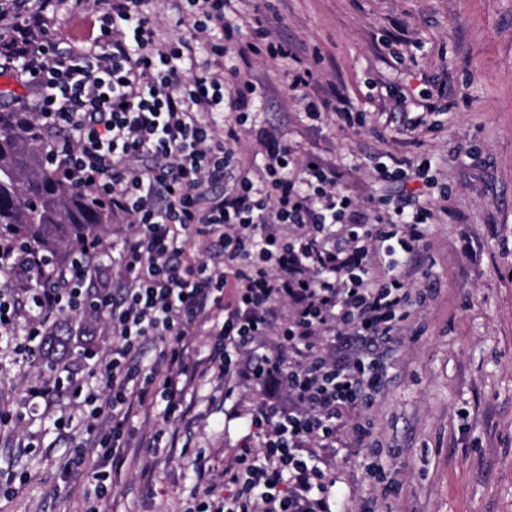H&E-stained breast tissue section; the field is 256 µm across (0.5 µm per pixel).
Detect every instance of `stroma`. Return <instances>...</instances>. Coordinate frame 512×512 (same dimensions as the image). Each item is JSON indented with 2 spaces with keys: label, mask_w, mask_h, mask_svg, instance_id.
Here are the masks:
<instances>
[{
  "label": "stroma",
  "mask_w": 512,
  "mask_h": 512,
  "mask_svg": "<svg viewBox=\"0 0 512 512\" xmlns=\"http://www.w3.org/2000/svg\"><path fill=\"white\" fill-rule=\"evenodd\" d=\"M238 9L271 14L274 34L296 44L313 71L308 97L336 96L354 114L348 124L312 125L288 94L287 64L252 57L242 72L258 87L257 126L242 132L248 160L266 151L257 128L276 127L298 161L336 165L355 200L380 194L367 167L379 155L430 160L448 187L444 199L429 192L437 222L416 282L436 291L366 411L400 484L384 512H512V0H240ZM108 10V0H90L83 15L60 9L57 32L89 38ZM57 322L72 334L70 371L113 343L101 330L85 338L71 313ZM40 381L39 368L0 367V512H86L98 470L109 476L98 512H186L223 485L259 397L239 388L228 399L222 382L199 379L186 419L131 418L125 460L92 448L74 477L62 469L67 441L43 417L44 400L30 396ZM158 430L163 448H141ZM353 440L344 424L337 454L321 455L320 466L345 492L348 512H361L380 486Z\"/></svg>",
  "instance_id": "obj_1"
}]
</instances>
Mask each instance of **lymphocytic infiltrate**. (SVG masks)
<instances>
[{"label":"lymphocytic infiltrate","mask_w":512,"mask_h":512,"mask_svg":"<svg viewBox=\"0 0 512 512\" xmlns=\"http://www.w3.org/2000/svg\"><path fill=\"white\" fill-rule=\"evenodd\" d=\"M165 2L176 17L194 15L190 37H170L155 0H109L98 35L78 45L51 26L61 4L80 13L88 0H0V61L27 89L16 111L35 113L33 133L58 177L133 228L112 247L76 248L61 268L0 238V270L30 283L20 294L0 290V342L14 363L40 364L42 338L63 311L115 336L82 375H51L31 388L36 397L68 396L79 412L55 422L71 446L66 474L82 472L91 447L121 459L125 425L141 410L186 418L185 392L205 372L269 393L245 421L258 447L237 449L224 495L194 512H332L336 483L312 449L335 450L344 411L371 405L428 299L410 282L431 249L424 227L435 212L408 190L427 170L374 158L377 180L405 192L394 203L359 204L335 166H296L288 142L247 164L239 128L257 87L226 58L293 62L288 89L311 121L332 112L348 119L349 107L304 97L312 70L262 16L247 32L234 24L239 0ZM100 259L121 269L115 287H95ZM202 327L213 346L198 369L188 360ZM156 337L165 346L154 364H141L142 345Z\"/></svg>","instance_id":"1"}]
</instances>
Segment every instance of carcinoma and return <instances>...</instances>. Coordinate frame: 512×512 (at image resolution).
I'll use <instances>...</instances> for the list:
<instances>
[{
  "mask_svg": "<svg viewBox=\"0 0 512 512\" xmlns=\"http://www.w3.org/2000/svg\"><path fill=\"white\" fill-rule=\"evenodd\" d=\"M32 121L0 112V236L10 235L51 253L59 264L67 248L103 237L112 212L92 205L45 164V149L31 132ZM71 337H47L45 356L64 359Z\"/></svg>",
  "mask_w": 512,
  "mask_h": 512,
  "instance_id": "cac0c4a2",
  "label": "carcinoma"
}]
</instances>
